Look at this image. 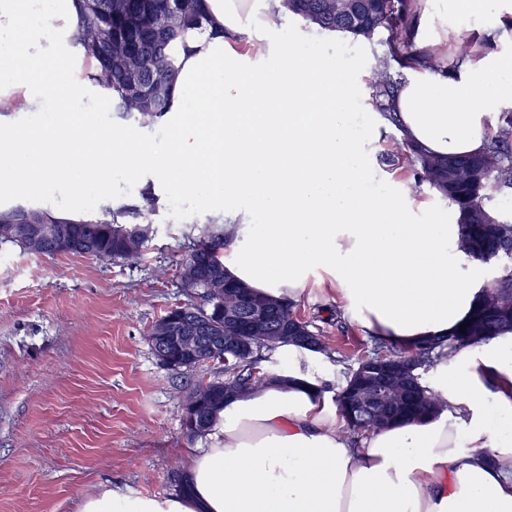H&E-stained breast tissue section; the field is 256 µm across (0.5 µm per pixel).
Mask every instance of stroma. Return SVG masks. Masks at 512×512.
I'll use <instances>...</instances> for the list:
<instances>
[{"label": "stroma", "instance_id": "stroma-1", "mask_svg": "<svg viewBox=\"0 0 512 512\" xmlns=\"http://www.w3.org/2000/svg\"><path fill=\"white\" fill-rule=\"evenodd\" d=\"M347 36L307 39L297 51L326 53L355 81L351 110L373 112L371 75L388 45ZM102 132L118 131L157 150L170 146L164 119L142 126L109 105L92 113ZM70 180L48 190L0 193L10 203L73 213ZM156 200L155 235L144 258L38 256L0 242V512H78L80 502L112 488L134 496L172 494V465L193 448L182 430V398L212 380L213 367L173 369L156 357L146 332L169 308L188 303L176 274L187 254L184 233L212 208L185 197ZM313 288L295 314L329 336L350 361L368 355L363 330L345 322L331 295Z\"/></svg>", "mask_w": 512, "mask_h": 512}]
</instances>
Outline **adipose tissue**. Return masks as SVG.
I'll return each mask as SVG.
<instances>
[{"label":"adipose tissue","mask_w":512,"mask_h":512,"mask_svg":"<svg viewBox=\"0 0 512 512\" xmlns=\"http://www.w3.org/2000/svg\"><path fill=\"white\" fill-rule=\"evenodd\" d=\"M418 24L400 35L416 55L394 61L398 125L372 113L354 125L353 79L335 57L298 58L284 0H202L205 19L179 56L166 117L172 146L102 138L69 112L92 90L74 54L76 0H0V169L18 190L94 169L146 175L201 202H224V267L259 294L294 300L318 266L348 319L411 349L451 336L478 293L460 227L398 187L383 200L361 184L389 129L439 157L483 152L493 116L512 108V18L477 23V47L448 58V19L434 0H414ZM432 56L435 67L421 63ZM52 121L25 124L48 101ZM248 196L249 209L237 207ZM288 365L225 403L202 446L187 456L185 496L115 490L80 512H512V332L444 355L433 370L439 399L425 419L347 437L323 382L302 371L306 349L283 347Z\"/></svg>","instance_id":"1"}]
</instances>
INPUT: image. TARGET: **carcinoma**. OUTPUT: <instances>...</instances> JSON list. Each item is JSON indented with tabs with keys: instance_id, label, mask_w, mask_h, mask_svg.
Instances as JSON below:
<instances>
[{
	"instance_id": "carcinoma-1",
	"label": "carcinoma",
	"mask_w": 512,
	"mask_h": 512,
	"mask_svg": "<svg viewBox=\"0 0 512 512\" xmlns=\"http://www.w3.org/2000/svg\"><path fill=\"white\" fill-rule=\"evenodd\" d=\"M292 15L307 24L371 41L381 31L390 35V49L401 54L411 53L410 45L398 42L412 0H350L352 6L338 10L343 0H285ZM80 24L74 36L75 44L95 61L90 80L108 90L112 110L121 116L134 118L142 125L150 124L165 115L171 106V88L178 69L179 50L202 25L203 16L198 0H78ZM128 34L145 40L151 33L158 37L147 43L148 52L138 61L124 56L120 36ZM371 86L379 111H391L390 100L394 80L390 62L380 57L372 69ZM394 165L406 161L416 167L414 186L424 182L448 201L461 228V246L472 257L483 263L497 265V276L486 287H480L473 310L466 321L464 332H456L446 339L430 340L412 350L381 341L375 344L374 355H382L395 362L414 356L418 368L412 371L416 379L419 400L386 419V423L421 418L432 412L437 395L424 383L423 374L431 370L445 355L465 344H475L512 332V219H506L491 209L488 202L496 195L512 194V112L497 117L494 135L485 151L467 157H436L424 154L407 142H396L395 151L382 157ZM155 200L143 195L141 204H122L107 210L109 217L93 215L55 214L44 208H0V242L13 243L24 251L45 256L80 254L99 259L137 260L149 249L151 239L131 243L135 224L153 223ZM27 224H55L57 238L35 241L27 235ZM189 248L200 247L192 255L200 267L199 281L191 285L193 297L199 303L183 305V313L201 319L208 335H224V306L233 301L238 290L249 288L234 280L224 270V225H193L186 234ZM253 300L279 307V318L267 328L265 335L276 336L270 345L261 335L244 330V350L238 353H218L188 364L169 361L167 366L190 369L200 364H213L224 371L217 377L192 389L183 402H188L205 389L224 396V385L240 384L256 388L263 379L244 375L245 367L260 360L262 350H274L283 345L301 346L300 336L315 337L313 352L327 354L329 339L311 329V324L299 319L292 303L251 294ZM362 362L342 371L343 381L336 403L345 419L344 432L354 438L374 428L375 412L358 409L352 401L353 390L360 387Z\"/></svg>"
}]
</instances>
